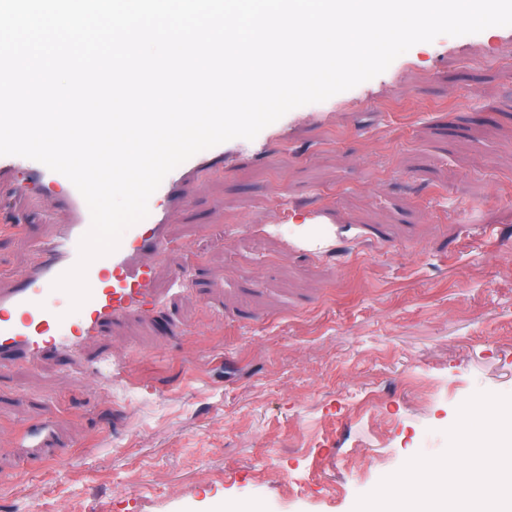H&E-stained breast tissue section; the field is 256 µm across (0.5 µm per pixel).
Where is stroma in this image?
Listing matches in <instances>:
<instances>
[{"label":"stroma","mask_w":512,"mask_h":512,"mask_svg":"<svg viewBox=\"0 0 512 512\" xmlns=\"http://www.w3.org/2000/svg\"><path fill=\"white\" fill-rule=\"evenodd\" d=\"M164 205L162 307L0 371V512H353L512 395V26L225 142ZM20 207L2 290L69 220Z\"/></svg>","instance_id":"35a3bbf8"}]
</instances>
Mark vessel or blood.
<instances>
[{
    "instance_id": "1",
    "label": "vessel or blood",
    "mask_w": 512,
    "mask_h": 512,
    "mask_svg": "<svg viewBox=\"0 0 512 512\" xmlns=\"http://www.w3.org/2000/svg\"><path fill=\"white\" fill-rule=\"evenodd\" d=\"M223 155L224 148L218 145L192 156L165 177L155 198L167 197L177 180L200 173ZM36 178L51 185L50 202L62 204L70 220L38 246L37 260L18 274L17 287L0 291V366L18 359L34 361L49 352L78 356L84 342L103 335L113 320L132 310L152 312L161 303L153 268L140 260L141 254L161 253L169 244V213L156 205L144 220L124 232L113 253L90 263L86 272L90 297L78 315L43 305L46 287L76 264L79 242L90 227V213L64 175L43 167Z\"/></svg>"
}]
</instances>
